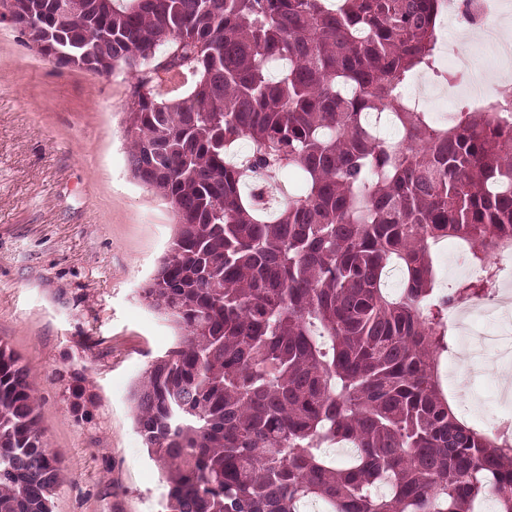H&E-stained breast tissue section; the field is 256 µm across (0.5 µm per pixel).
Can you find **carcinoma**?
Returning a JSON list of instances; mask_svg holds the SVG:
<instances>
[{
	"mask_svg": "<svg viewBox=\"0 0 512 512\" xmlns=\"http://www.w3.org/2000/svg\"><path fill=\"white\" fill-rule=\"evenodd\" d=\"M442 0H126L42 51L138 72L127 165L168 200L177 235L144 288L184 331L133 393L168 512H512V445L458 420L435 375L448 306L433 246L470 261L512 247V130L492 107L434 124L398 91L434 69ZM169 57L158 99L142 67ZM370 113L393 117L380 138ZM249 143L239 160L241 140ZM151 157L153 165L140 162ZM305 192L271 212L249 176L283 168ZM403 274L384 291L390 266ZM358 449L344 466L324 449ZM62 471L29 372L0 342V512H50Z\"/></svg>",
	"mask_w": 512,
	"mask_h": 512,
	"instance_id": "obj_1",
	"label": "carcinoma"
}]
</instances>
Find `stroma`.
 Returning <instances> with one entry per match:
<instances>
[{"label":"stroma","mask_w":512,"mask_h":512,"mask_svg":"<svg viewBox=\"0 0 512 512\" xmlns=\"http://www.w3.org/2000/svg\"><path fill=\"white\" fill-rule=\"evenodd\" d=\"M0 0V342L30 372L43 441L62 462L53 512H159L162 466L134 427L131 389L177 343L142 290L176 233L126 162L137 82L44 56ZM448 336L438 372L471 425L480 380Z\"/></svg>","instance_id":"stroma-1"}]
</instances>
